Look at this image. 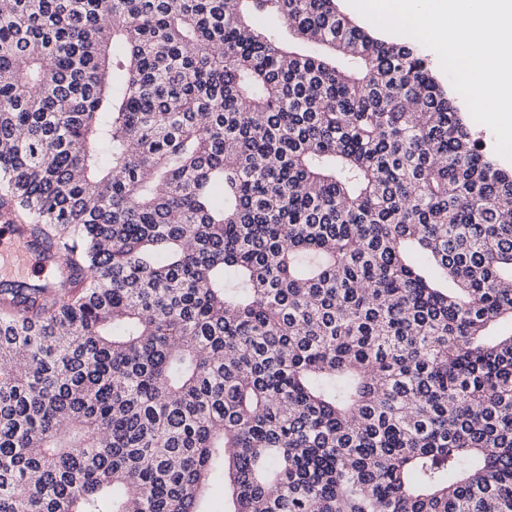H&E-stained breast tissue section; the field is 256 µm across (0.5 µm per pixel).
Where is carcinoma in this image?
I'll return each mask as SVG.
<instances>
[{
	"instance_id": "carcinoma-1",
	"label": "carcinoma",
	"mask_w": 512,
	"mask_h": 512,
	"mask_svg": "<svg viewBox=\"0 0 512 512\" xmlns=\"http://www.w3.org/2000/svg\"><path fill=\"white\" fill-rule=\"evenodd\" d=\"M0 224V512H512V174L336 0H0ZM0 252L2 256L6 255L20 269L31 267L37 263H41L44 267L52 265L43 259L42 254L30 244L24 235L15 233L5 226L0 227Z\"/></svg>"
}]
</instances>
